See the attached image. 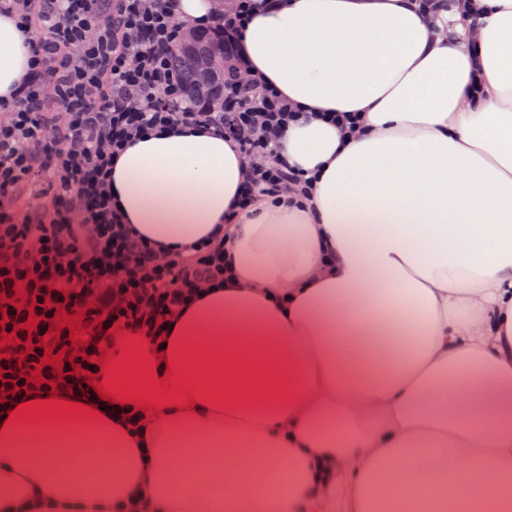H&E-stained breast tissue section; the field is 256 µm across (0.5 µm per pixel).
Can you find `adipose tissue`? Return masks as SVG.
<instances>
[{"label": "adipose tissue", "mask_w": 512, "mask_h": 512, "mask_svg": "<svg viewBox=\"0 0 512 512\" xmlns=\"http://www.w3.org/2000/svg\"><path fill=\"white\" fill-rule=\"evenodd\" d=\"M30 40L0 15V99ZM239 49L304 112L280 146L312 191L238 208L214 130L125 151L127 226L223 241L224 285L163 359L104 356L155 396L144 447L58 399L0 420V512H512V0H285Z\"/></svg>", "instance_id": "adipose-tissue-1"}]
</instances>
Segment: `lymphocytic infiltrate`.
I'll list each match as a JSON object with an SVG mask.
<instances>
[{"label": "lymphocytic infiltrate", "mask_w": 512, "mask_h": 512, "mask_svg": "<svg viewBox=\"0 0 512 512\" xmlns=\"http://www.w3.org/2000/svg\"><path fill=\"white\" fill-rule=\"evenodd\" d=\"M261 3L280 0H237L213 18L230 55ZM0 15L33 34L28 76L0 104V413L35 393L100 402L93 384L116 337L162 351L174 316L224 280L220 245L164 257L124 227L115 158L143 132L212 127L251 163L248 206L304 184L279 151L297 113L254 78L225 81L222 111H199L173 65L174 0H0Z\"/></svg>", "instance_id": "1"}]
</instances>
